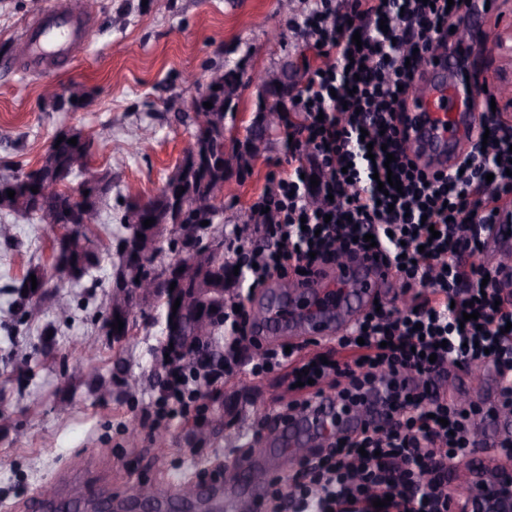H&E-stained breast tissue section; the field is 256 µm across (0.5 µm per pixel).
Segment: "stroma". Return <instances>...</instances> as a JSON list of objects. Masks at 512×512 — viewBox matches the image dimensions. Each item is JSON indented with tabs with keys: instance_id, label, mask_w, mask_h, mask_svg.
<instances>
[{
	"instance_id": "35a3bbf8",
	"label": "stroma",
	"mask_w": 512,
	"mask_h": 512,
	"mask_svg": "<svg viewBox=\"0 0 512 512\" xmlns=\"http://www.w3.org/2000/svg\"><path fill=\"white\" fill-rule=\"evenodd\" d=\"M41 2L0 0V174L36 164L63 130L107 139L109 150L91 161L92 170L112 173L107 205L93 227L105 243L124 235L127 203L157 195L192 145L195 130L183 115L204 92L209 70L300 65L294 22L310 7L309 0H295L287 13L278 0H98L80 62L31 74L18 46ZM468 64L495 94L498 112L512 118V64L475 54ZM188 73L196 83L185 82ZM74 80L85 86L81 104L42 101L46 84ZM270 141L243 176L225 182L223 210L207 237L231 241L238 211L249 209L274 161L287 160V132ZM63 232L16 218L11 240L0 239V512H31L30 501L48 484L55 508L75 512L68 496L73 482L119 495L138 482L188 481L248 448L252 423L288 395L284 370L232 381L198 425L174 423L162 437L142 429L135 405L148 403L159 386L165 311L133 312L127 335L107 336L100 303L118 251L102 252L92 275L72 287L25 298L12 289L30 267H50ZM60 296L71 309L65 323L56 318ZM89 338L98 345L92 359L82 351ZM101 381L110 394H100ZM62 403L69 407L64 415L56 411ZM132 428L139 431L134 443L127 437Z\"/></svg>"
}]
</instances>
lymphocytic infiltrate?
Segmentation results:
<instances>
[{
	"label": "lymphocytic infiltrate",
	"mask_w": 512,
	"mask_h": 512,
	"mask_svg": "<svg viewBox=\"0 0 512 512\" xmlns=\"http://www.w3.org/2000/svg\"><path fill=\"white\" fill-rule=\"evenodd\" d=\"M468 7L467 0H314L297 28L324 62H303L302 85L288 99L287 167L271 174L251 203V223L237 227L230 244L231 265L253 289L300 270L319 275L340 256L379 258L408 293L405 306L386 300L368 309L337 337L336 363L321 365L304 386L298 380L311 357L263 347L235 297L218 319L222 350L160 348L161 393L143 412L151 423L198 421L242 374L261 380L287 370L293 396L271 410L280 421L309 409L323 382L353 404L384 387L378 418L365 420L360 434L330 441L326 452L269 482L272 512H334L350 500L388 496L409 512H447L457 493L451 477L477 445L475 409L444 387L449 367H496L502 407L512 410V292L499 271L474 260L497 202L512 199V121L483 96L465 158L449 172L404 149L407 91L434 64L443 31L464 25ZM389 173L400 179L401 196L378 191V177ZM368 234L375 247H367ZM469 305L478 319L464 320ZM250 346L257 356L246 355Z\"/></svg>",
	"instance_id": "1"
}]
</instances>
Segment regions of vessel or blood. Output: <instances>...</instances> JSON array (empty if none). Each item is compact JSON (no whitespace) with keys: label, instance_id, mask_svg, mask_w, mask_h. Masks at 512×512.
<instances>
[{"label":"vessel or blood","instance_id":"1","mask_svg":"<svg viewBox=\"0 0 512 512\" xmlns=\"http://www.w3.org/2000/svg\"><path fill=\"white\" fill-rule=\"evenodd\" d=\"M92 32L90 18L74 11L64 0H53L50 6L39 11L24 32L28 68L46 69L50 59L43 49L48 44L54 46L58 58L75 61L77 48L89 40ZM476 96L474 85L461 75L449 74L447 63L428 67L426 80L414 88L408 99L414 120L408 130L410 147L435 167L452 165L464 145L466 131L479 120L478 111L471 106ZM510 249L512 205L505 204L497 224L483 240L482 253L498 265ZM383 285L382 278L367 264L346 263L336 268L331 278H313L300 285L289 301L274 305L261 322V330L267 334L282 328L303 309L307 312L304 325L308 333L334 338L343 322L335 320V313H345L347 320H354L376 298L382 297ZM341 409V404L333 403L323 412H309L295 421L281 424L276 436L279 453H288L299 432L305 431L323 440L360 424V417H343Z\"/></svg>","mask_w":512,"mask_h":512}]
</instances>
